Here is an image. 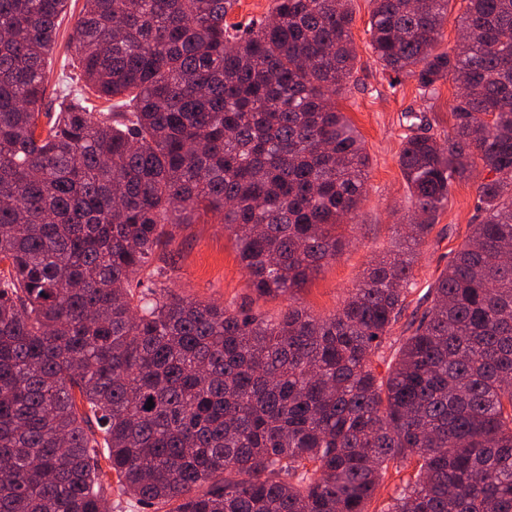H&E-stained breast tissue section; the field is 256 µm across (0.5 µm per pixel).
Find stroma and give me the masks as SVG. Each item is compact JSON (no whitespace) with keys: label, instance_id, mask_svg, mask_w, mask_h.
<instances>
[{"label":"stroma","instance_id":"obj_1","mask_svg":"<svg viewBox=\"0 0 512 512\" xmlns=\"http://www.w3.org/2000/svg\"><path fill=\"white\" fill-rule=\"evenodd\" d=\"M86 3L87 0H71L60 27L49 64L48 100H56L71 85L72 55L66 47ZM350 8L357 61L350 88L338 96L337 106L361 135L371 163L367 194L354 222L341 229L346 244L340 255L318 269L293 297H261L255 293L251 278L239 261L222 215L211 213L174 227L168 260L156 257L151 261L152 266L165 268L161 285L190 301L230 305L268 320L277 319L291 305L325 318L341 308L349 291L377 256L394 250L398 229L409 207L408 190L399 166L403 143L416 132L446 141L452 125L449 105L457 89L452 83H442L436 97L428 100L420 95L414 81L389 77L377 63L369 42L370 0H351ZM408 112L420 115V123L409 126L404 118ZM484 176V171L477 170L470 180L455 185L447 209L437 216L415 260L414 287L401 318L385 343L382 357L373 361L378 374H386L413 312L431 305V284L461 248L471 225L481 221L476 195Z\"/></svg>","mask_w":512,"mask_h":512}]
</instances>
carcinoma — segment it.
Returning <instances> with one entry per match:
<instances>
[{"mask_svg": "<svg viewBox=\"0 0 512 512\" xmlns=\"http://www.w3.org/2000/svg\"><path fill=\"white\" fill-rule=\"evenodd\" d=\"M89 0L70 36L85 97L46 104L69 0H0V512H512V0H371L383 70L432 96L441 145L406 138L409 223L330 318L274 321L159 293L171 227L223 213L254 290L291 297L344 240L369 156L336 96L350 0ZM482 167L480 223L378 377L414 259ZM154 407L147 410V401ZM233 11L228 15L227 21L239 23L244 29L253 20L264 19L270 15L272 0H237ZM466 2L464 0H450L448 2V19L443 27V38L440 48L448 50L453 48L459 36V19L465 10ZM416 471L417 464L415 459L405 462L399 474L395 472L394 468L390 467L377 489L376 496L369 506V511L380 512L398 492L399 487L402 485L401 480H407L411 475H414Z\"/></svg>", "mask_w": 512, "mask_h": 512, "instance_id": "cac0c4a2", "label": "carcinoma"}]
</instances>
